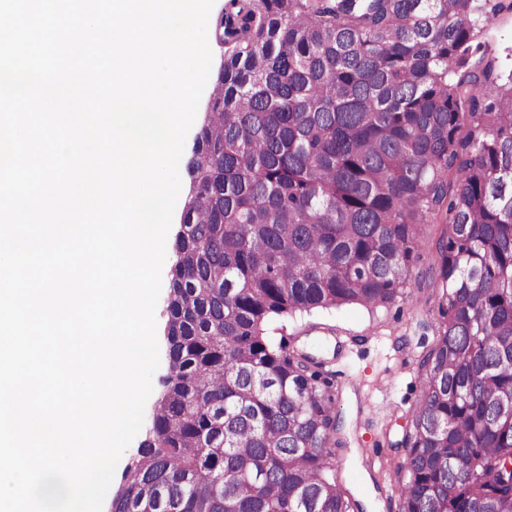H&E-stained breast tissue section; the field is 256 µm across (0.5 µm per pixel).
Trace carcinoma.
Segmentation results:
<instances>
[{
    "instance_id": "obj_1",
    "label": "carcinoma",
    "mask_w": 512,
    "mask_h": 512,
    "mask_svg": "<svg viewBox=\"0 0 512 512\" xmlns=\"http://www.w3.org/2000/svg\"><path fill=\"white\" fill-rule=\"evenodd\" d=\"M512 0H230L186 170L167 374L111 512H362L332 382L274 316L393 302L442 224L400 512H512ZM485 41L489 55L496 58L501 74L512 71V14H501L488 26ZM443 225L442 224H430L425 226L422 230V234L417 248L419 259L416 263L415 273H422L423 282L428 281V277H431L435 271H438L439 258L434 250L431 249V240L439 235Z\"/></svg>"
}]
</instances>
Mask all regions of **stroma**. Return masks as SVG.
<instances>
[{
  "label": "stroma",
  "mask_w": 512,
  "mask_h": 512,
  "mask_svg": "<svg viewBox=\"0 0 512 512\" xmlns=\"http://www.w3.org/2000/svg\"><path fill=\"white\" fill-rule=\"evenodd\" d=\"M485 41L501 74L512 73V14L494 18ZM434 289L411 287L369 310L350 305L272 318V344L313 355L336 387L348 444L336 457L338 477L366 512H398L392 490L403 476L399 447L409 407L420 396L422 355L435 335Z\"/></svg>",
  "instance_id": "35a3bbf8"
}]
</instances>
